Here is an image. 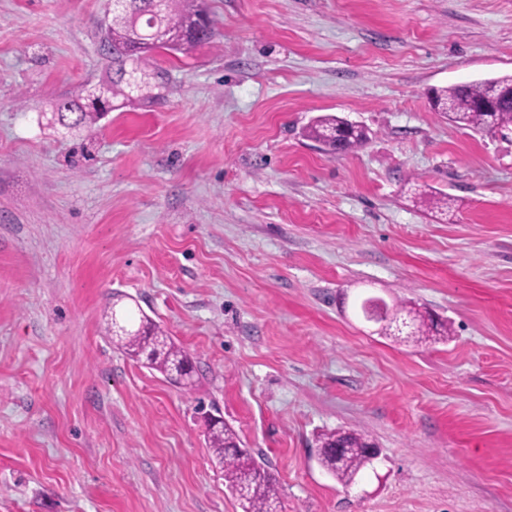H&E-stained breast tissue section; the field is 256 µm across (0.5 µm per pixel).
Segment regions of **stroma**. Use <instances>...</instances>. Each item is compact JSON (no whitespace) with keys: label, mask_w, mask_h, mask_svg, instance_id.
I'll use <instances>...</instances> for the list:
<instances>
[{"label":"stroma","mask_w":512,"mask_h":512,"mask_svg":"<svg viewBox=\"0 0 512 512\" xmlns=\"http://www.w3.org/2000/svg\"><path fill=\"white\" fill-rule=\"evenodd\" d=\"M204 8L216 35L158 56L149 99L68 130L108 0H0V512H241L213 407L282 512H512V132L428 99L512 73V0ZM328 113L366 143L320 150ZM370 296L448 340L379 335ZM109 305L168 331L194 387L118 350ZM338 429L381 450L349 486L316 459ZM393 315L411 322V336L416 342L436 339H448V325L433 319L430 315H423L407 305L396 307ZM437 336H439L437 338ZM435 337V338H434Z\"/></svg>","instance_id":"1"}]
</instances>
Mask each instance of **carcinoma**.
Returning <instances> with one entry per match:
<instances>
[{"mask_svg": "<svg viewBox=\"0 0 512 512\" xmlns=\"http://www.w3.org/2000/svg\"><path fill=\"white\" fill-rule=\"evenodd\" d=\"M198 0H129L112 10V21L105 29L104 42L109 58L106 87L109 98L127 102L141 95L149 82L131 84L132 72H147L159 53H186L209 40L214 34L212 21L205 18ZM85 95L60 100L58 121L67 129L90 127L98 120V111L84 104ZM430 100L435 111L450 123L478 132H496L512 127V75L433 88ZM307 137L330 153L342 154L366 142L362 127H347L344 118L322 115L308 127ZM415 198L427 203L441 215L453 209L448 196L436 197L415 189ZM396 317L411 322V336L417 342L449 336L448 325L423 315L414 308L399 306ZM112 341L123 352L155 370L180 388L194 384L193 366L186 352L157 323L145 317L138 328L112 332ZM320 465L338 482L352 484L369 464L367 436L345 430L322 433L316 439ZM206 444L212 462L224 473L227 489L237 499L242 512H281V497L276 476L266 464L244 448L235 430L228 424L208 422Z\"/></svg>", "mask_w": 512, "mask_h": 512, "instance_id": "1", "label": "carcinoma"}]
</instances>
